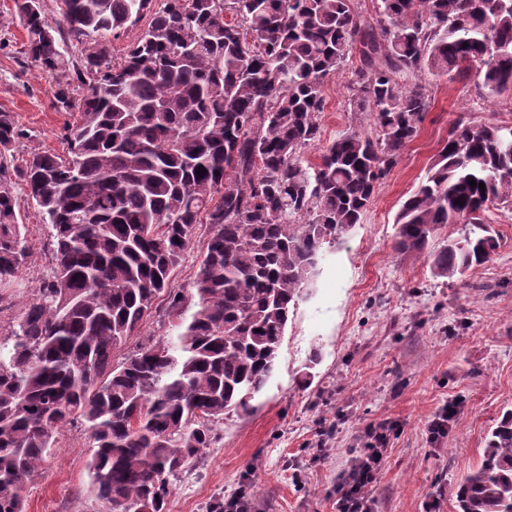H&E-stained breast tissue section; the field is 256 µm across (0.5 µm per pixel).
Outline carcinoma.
Listing matches in <instances>:
<instances>
[{
  "label": "carcinoma",
  "instance_id": "obj_1",
  "mask_svg": "<svg viewBox=\"0 0 512 512\" xmlns=\"http://www.w3.org/2000/svg\"><path fill=\"white\" fill-rule=\"evenodd\" d=\"M60 2L84 40L78 62L42 0H14L22 55L55 77L56 106L73 116L66 151L13 168L17 121L0 112V294L20 286L30 258L17 179L48 224L51 256L0 336V512H24L26 483L75 419L97 512H167L173 481L215 444L224 416L249 413L267 385L322 252L363 221L417 136L430 81L512 95V0H377L373 15L354 0ZM147 15L114 59L112 39ZM355 51V127L323 147L324 83ZM366 112L371 135L356 128ZM502 210L512 124L461 117L401 204L395 249L427 255L454 282L493 259ZM447 224L465 233L430 250ZM202 226L186 293L171 277ZM151 318L171 337L114 363ZM451 495L456 512H512V411Z\"/></svg>",
  "mask_w": 512,
  "mask_h": 512
}]
</instances>
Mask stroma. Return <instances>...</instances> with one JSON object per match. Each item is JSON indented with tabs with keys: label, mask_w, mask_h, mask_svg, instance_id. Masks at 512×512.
I'll use <instances>...</instances> for the list:
<instances>
[{
	"label": "stroma",
	"mask_w": 512,
	"mask_h": 512,
	"mask_svg": "<svg viewBox=\"0 0 512 512\" xmlns=\"http://www.w3.org/2000/svg\"><path fill=\"white\" fill-rule=\"evenodd\" d=\"M0 0V111L21 136L14 166L35 150L64 151L69 116L55 79L20 53L25 31ZM358 56L324 86L322 140L350 127L346 85ZM512 124V99L484 98L471 83L439 80L416 138L377 187L362 224L327 252L315 285L290 316L279 364L246 415L229 414L220 439L173 485L169 512H209L243 494L247 512H336L337 488L365 446L368 425L388 422L385 464L367 495L372 512H455L450 487L477 465L489 432L512 409V213L494 227L493 260L464 281L435 277L427 257L394 249V218L423 179L459 115ZM17 210L31 256L17 291L0 296V332L33 296L49 260L48 228L25 195ZM460 414L432 443L427 423L448 401ZM89 442L65 425L24 489L26 512H95Z\"/></svg>",
	"instance_id": "1"
}]
</instances>
